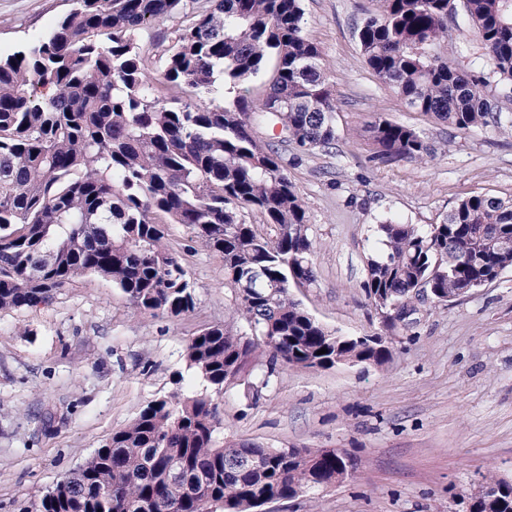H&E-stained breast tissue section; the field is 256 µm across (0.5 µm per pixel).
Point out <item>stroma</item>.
Masks as SVG:
<instances>
[{
  "label": "stroma",
  "mask_w": 512,
  "mask_h": 512,
  "mask_svg": "<svg viewBox=\"0 0 512 512\" xmlns=\"http://www.w3.org/2000/svg\"><path fill=\"white\" fill-rule=\"evenodd\" d=\"M69 0H0V53L48 32ZM336 99V142L302 151L280 126L256 127L278 147L316 242V282L294 289L328 329L360 336L381 317L363 283L375 227L387 216L435 224L463 197L512 198V133L459 132L410 110L368 68L354 28L379 0H303ZM415 129L434 149L418 162L372 160L377 116ZM165 243L188 270L195 307L136 312L110 279L80 276L54 299L0 310V512H24L150 401L173 392L186 345L224 322L234 292L224 263L180 224ZM382 367L268 371L253 360L218 397V441L336 448L352 476L262 512H469L487 473L512 482V269L447 306L425 300Z\"/></svg>",
  "instance_id": "stroma-1"
}]
</instances>
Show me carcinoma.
Returning <instances> with one entry per match:
<instances>
[{"label": "carcinoma", "instance_id": "1", "mask_svg": "<svg viewBox=\"0 0 512 512\" xmlns=\"http://www.w3.org/2000/svg\"><path fill=\"white\" fill-rule=\"evenodd\" d=\"M301 2L71 0L46 34L0 54V310L46 304L84 274L111 279L140 313L193 310L164 224L185 225L219 255L235 294L230 319L187 343V369L202 388L188 383L150 401L27 512H258L340 483L355 463L334 449L314 462L312 448L216 445L224 416L214 396L256 354L271 367L382 366L419 288L444 305L512 268V199L476 193L437 224H377L363 288L380 331L332 332L292 297L290 288L316 281V245L288 163L255 128L278 124L307 151L336 139V101ZM381 2L356 32L379 81L460 132L512 130V114L486 93L492 78L512 85V0H458L451 15L448 0ZM450 21L476 29L486 74L448 57ZM270 65L274 76L254 100L250 85ZM369 132L381 163L433 152L382 116ZM250 212L262 223H249ZM251 271L264 287L242 289ZM485 481L494 499L478 493L470 512H512V484Z\"/></svg>", "mask_w": 512, "mask_h": 512}]
</instances>
